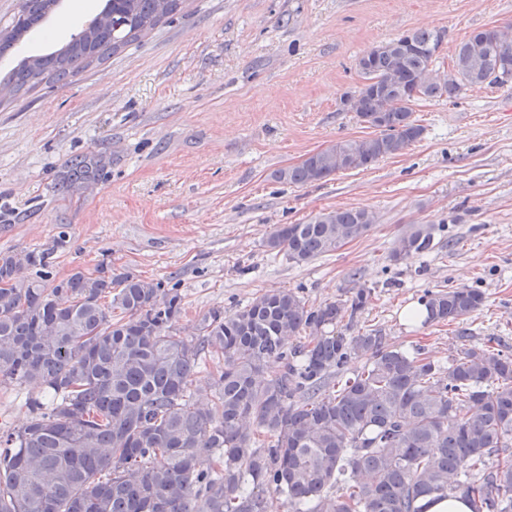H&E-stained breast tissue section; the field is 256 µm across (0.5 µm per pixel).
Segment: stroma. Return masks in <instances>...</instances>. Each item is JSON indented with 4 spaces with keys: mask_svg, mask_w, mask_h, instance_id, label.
Returning <instances> with one entry per match:
<instances>
[{
    "mask_svg": "<svg viewBox=\"0 0 512 512\" xmlns=\"http://www.w3.org/2000/svg\"><path fill=\"white\" fill-rule=\"evenodd\" d=\"M61 0L11 56L65 45L105 0ZM512 23V0H185L180 13L65 82L0 104V253L51 249L53 277L104 263L176 284V324L226 314L268 290L316 307L374 296L336 333L381 329L388 344H419L447 362L467 337L512 355V87L419 102L422 137L364 170L293 185L277 170L340 140L368 136L343 94L361 83L358 59L416 29L442 31V69L473 29ZM100 159L97 179L67 181L71 160ZM373 213L368 233L295 264L268 250L278 224L321 212ZM445 223L427 254L392 261L415 224ZM481 289L465 322L410 324L425 291Z\"/></svg>",
    "mask_w": 512,
    "mask_h": 512,
    "instance_id": "obj_1",
    "label": "stroma"
}]
</instances>
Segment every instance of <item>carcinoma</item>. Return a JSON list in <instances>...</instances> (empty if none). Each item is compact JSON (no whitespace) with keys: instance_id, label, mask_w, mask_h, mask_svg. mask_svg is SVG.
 <instances>
[{"instance_id":"cac0c4a2","label":"carcinoma","mask_w":512,"mask_h":512,"mask_svg":"<svg viewBox=\"0 0 512 512\" xmlns=\"http://www.w3.org/2000/svg\"><path fill=\"white\" fill-rule=\"evenodd\" d=\"M58 0H23L0 31V56ZM183 0H106L112 24L88 26L61 48L0 78L13 97L61 82L127 47ZM444 36L408 31L361 58L356 115L373 130L338 141L276 178L307 185L366 169L422 136L419 100L512 85V25L475 29L451 76L435 68ZM363 209L279 224L266 246L309 262L364 236ZM442 224L411 227L392 254L434 247ZM51 251L0 254V387L33 385L27 421L0 431V512H424L457 494L470 512H512V356L466 345L444 367L380 330L332 331L372 297L309 307L270 290L231 314L214 311L190 339L175 332L178 288L98 265L47 288ZM428 321L467 319L484 294L430 291ZM217 364L196 379L205 357ZM364 359L352 373L348 363ZM210 393L207 405L192 402Z\"/></svg>"}]
</instances>
